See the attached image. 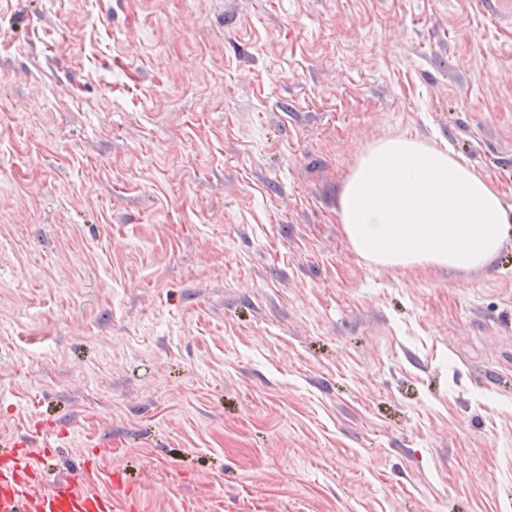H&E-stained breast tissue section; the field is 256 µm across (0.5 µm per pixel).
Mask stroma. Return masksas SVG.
I'll return each mask as SVG.
<instances>
[{"label": "stroma", "instance_id": "stroma-1", "mask_svg": "<svg viewBox=\"0 0 512 512\" xmlns=\"http://www.w3.org/2000/svg\"><path fill=\"white\" fill-rule=\"evenodd\" d=\"M401 136L489 264L353 251ZM1 436L137 512H512V0H0ZM119 503H122V507H120ZM112 511H137V500L134 488L123 482L121 473H115L112 477Z\"/></svg>", "mask_w": 512, "mask_h": 512}]
</instances>
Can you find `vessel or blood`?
<instances>
[{
  "label": "vessel or blood",
  "instance_id": "1",
  "mask_svg": "<svg viewBox=\"0 0 512 512\" xmlns=\"http://www.w3.org/2000/svg\"><path fill=\"white\" fill-rule=\"evenodd\" d=\"M81 477L47 479L23 439L0 438V512H136L132 486L112 477V494L82 492Z\"/></svg>",
  "mask_w": 512,
  "mask_h": 512
}]
</instances>
